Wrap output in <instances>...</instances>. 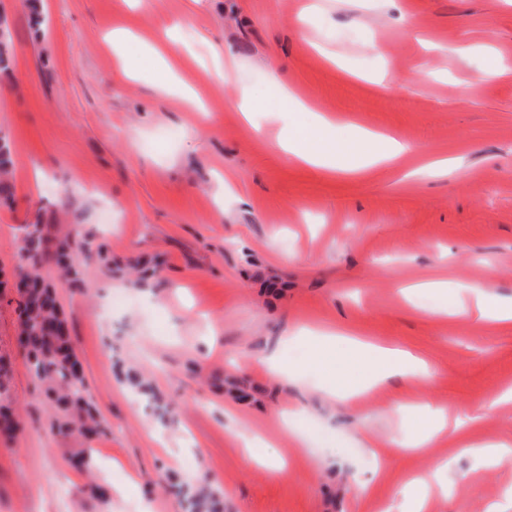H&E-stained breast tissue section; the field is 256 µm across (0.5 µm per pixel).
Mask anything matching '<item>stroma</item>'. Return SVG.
Listing matches in <instances>:
<instances>
[{"mask_svg":"<svg viewBox=\"0 0 512 512\" xmlns=\"http://www.w3.org/2000/svg\"><path fill=\"white\" fill-rule=\"evenodd\" d=\"M0 0L12 31L0 70V136L13 193L0 200V402L24 420L0 435V512H183L167 492L207 475L224 512H401L411 479L426 512L512 505V464L485 467L481 443L512 446V327L444 315L459 282L512 302V0ZM163 45L175 62L154 88ZM132 77L116 73L117 54ZM496 62L503 77L473 82ZM225 68L226 79L213 73ZM279 69L289 89L353 127L396 133L421 154L454 158L448 178H362L305 167L281 149L310 117L272 115ZM431 70L417 81L419 70ZM389 73L381 90L372 80ZM258 104L252 122L233 107ZM86 238L102 260L84 285L55 283L103 436L62 437L19 345L16 268L25 227ZM448 291L403 298L419 274ZM395 345L432 369L430 385L394 377L354 400L272 379L268 357L305 358L302 327ZM138 371L174 421L143 406ZM431 403L480 421L427 448L403 446L401 406ZM254 436L245 448L241 434ZM93 449L105 490L88 501L72 463ZM447 462L446 482L433 475ZM365 491H358L359 483Z\"/></svg>","mask_w":512,"mask_h":512,"instance_id":"obj_1","label":"stroma"}]
</instances>
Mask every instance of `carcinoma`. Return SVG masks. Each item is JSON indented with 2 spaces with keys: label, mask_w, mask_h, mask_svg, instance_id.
Returning a JSON list of instances; mask_svg holds the SVG:
<instances>
[{
  "label": "carcinoma",
  "mask_w": 512,
  "mask_h": 512,
  "mask_svg": "<svg viewBox=\"0 0 512 512\" xmlns=\"http://www.w3.org/2000/svg\"><path fill=\"white\" fill-rule=\"evenodd\" d=\"M9 148L0 137V196L12 194ZM47 240L41 227L35 225L25 233L19 255V273L33 282L31 295L40 301L32 307L24 304L21 311V346L27 353L30 371L55 410L58 432L68 436L74 432L95 434L100 429L96 409L87 393L80 366L66 335L64 323L54 299V292L44 285L41 269L45 263L43 245ZM55 262L70 281L79 275V245L72 235L54 238ZM184 508L191 512H221V504L208 482L187 487L181 482L171 485Z\"/></svg>",
  "instance_id": "1"
}]
</instances>
